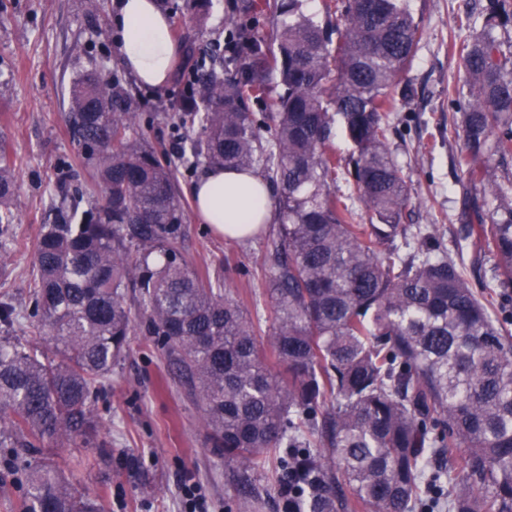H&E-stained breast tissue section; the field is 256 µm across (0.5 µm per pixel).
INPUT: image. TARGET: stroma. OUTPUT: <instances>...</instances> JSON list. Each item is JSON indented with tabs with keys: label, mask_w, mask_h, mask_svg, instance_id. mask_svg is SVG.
<instances>
[{
	"label": "stroma",
	"mask_w": 512,
	"mask_h": 512,
	"mask_svg": "<svg viewBox=\"0 0 512 512\" xmlns=\"http://www.w3.org/2000/svg\"><path fill=\"white\" fill-rule=\"evenodd\" d=\"M118 0H0V137L17 159L13 197L18 217L0 235V301L20 312L31 309L29 273L42 225L50 223L49 192L64 173L82 168L66 120L69 88L79 74L96 70L126 75L114 35ZM170 34L179 47L170 80L158 90L136 87L141 126L162 162L175 172L183 201L185 254L197 268L222 266L226 282L259 327L273 331L274 309L266 290L265 255L277 223L265 225L245 241L216 236L194 212L190 189L199 169L182 165L181 132L165 119L178 104L195 63L212 36L226 33L227 0H200L195 10L174 0ZM487 0H407L423 33L405 77L393 87L389 147L407 177V224L433 230L454 246L462 224L463 200L449 140L456 108L449 88L461 83L459 65L448 51L456 16L471 12V35L481 34ZM103 437L112 442V459L94 469L78 467L84 448H64L55 463L90 494L102 496L106 512H183L177 479L196 482L214 512H242L231 470L207 444L196 401L154 337L135 331L125 358L115 366L94 401ZM23 460L0 448V512H14L25 491Z\"/></svg>",
	"instance_id": "1"
}]
</instances>
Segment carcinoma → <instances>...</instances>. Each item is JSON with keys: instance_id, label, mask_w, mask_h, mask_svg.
I'll return each instance as SVG.
<instances>
[{"instance_id": "1", "label": "carcinoma", "mask_w": 512, "mask_h": 512, "mask_svg": "<svg viewBox=\"0 0 512 512\" xmlns=\"http://www.w3.org/2000/svg\"><path fill=\"white\" fill-rule=\"evenodd\" d=\"M506 2L490 0L477 37L463 34L469 14L455 21L467 91H448L463 192L482 193L462 240L474 263L493 261L498 314L431 231L401 223L409 189L388 147L390 88L422 34L405 0H323L335 41L306 0H251L253 16L228 17L168 115L190 166L259 170L278 192L267 352L221 272L185 259L174 171L140 133L124 80L72 82L67 121L94 184L67 172L35 245L30 317L45 344L0 336V447L30 458L17 512H104L46 455H108L94 398L138 328L172 358L246 508L274 491L287 512H512V172L489 169L512 158V67L492 34L512 24ZM338 130L353 147L347 171ZM342 179L368 223L336 190ZM16 184L1 139V235L17 221ZM262 472L272 484H254Z\"/></svg>"}]
</instances>
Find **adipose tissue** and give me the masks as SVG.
Returning a JSON list of instances; mask_svg holds the SVG:
<instances>
[{"label":"adipose tissue","instance_id":"adipose-tissue-1","mask_svg":"<svg viewBox=\"0 0 512 512\" xmlns=\"http://www.w3.org/2000/svg\"><path fill=\"white\" fill-rule=\"evenodd\" d=\"M116 26L121 63L142 87L166 86L177 46L156 0H120ZM191 195L198 219L227 238H249L272 218L270 187L254 171L206 169L192 185Z\"/></svg>","mask_w":512,"mask_h":512}]
</instances>
